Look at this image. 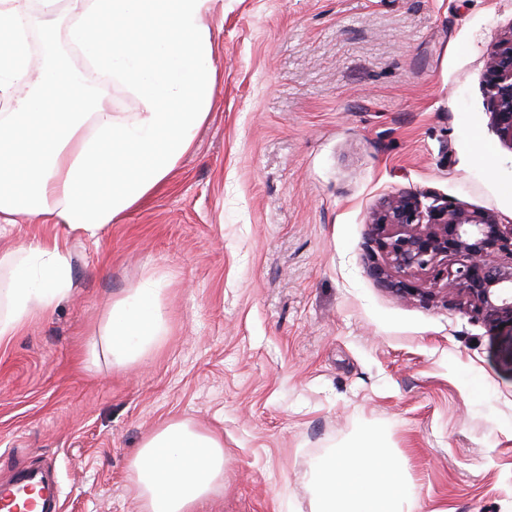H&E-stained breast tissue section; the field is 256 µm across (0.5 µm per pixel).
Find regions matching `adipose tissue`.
I'll list each match as a JSON object with an SVG mask.
<instances>
[{
	"instance_id": "ef3b65f1",
	"label": "adipose tissue",
	"mask_w": 512,
	"mask_h": 512,
	"mask_svg": "<svg viewBox=\"0 0 512 512\" xmlns=\"http://www.w3.org/2000/svg\"><path fill=\"white\" fill-rule=\"evenodd\" d=\"M217 0H69L65 36L96 69L136 93L131 115L92 112L81 80L35 70L15 0H0V223L44 219L86 237L161 185L190 149L214 101L213 37L205 17ZM13 275L0 298V342L70 290L58 243L9 253ZM113 303L104 338L117 362L143 356L161 333L149 289ZM143 512H195L224 473L219 438L173 422L152 433L133 463ZM314 512H413L401 464L368 434L307 475Z\"/></svg>"
}]
</instances>
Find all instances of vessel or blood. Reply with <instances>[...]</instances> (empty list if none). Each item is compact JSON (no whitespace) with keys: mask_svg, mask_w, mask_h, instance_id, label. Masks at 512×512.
<instances>
[{"mask_svg":"<svg viewBox=\"0 0 512 512\" xmlns=\"http://www.w3.org/2000/svg\"><path fill=\"white\" fill-rule=\"evenodd\" d=\"M59 495L46 482L44 468L28 465L16 468L0 483V512H61Z\"/></svg>","mask_w":512,"mask_h":512,"instance_id":"obj_1","label":"vessel or blood"}]
</instances>
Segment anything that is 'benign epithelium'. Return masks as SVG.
Returning a JSON list of instances; mask_svg holds the SVG:
<instances>
[{"label":"benign epithelium","instance_id":"benign-epithelium-1","mask_svg":"<svg viewBox=\"0 0 512 512\" xmlns=\"http://www.w3.org/2000/svg\"><path fill=\"white\" fill-rule=\"evenodd\" d=\"M486 86L499 138L512 145V30L486 61ZM375 245L368 273L405 297L410 277L424 272L444 280L464 300L468 313L492 328L512 330V224L491 211L455 207L401 193L385 200L371 223ZM454 257L457 267L447 266Z\"/></svg>","mask_w":512,"mask_h":512}]
</instances>
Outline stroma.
<instances>
[{
    "label": "stroma",
    "mask_w": 512,
    "mask_h": 512,
    "mask_svg": "<svg viewBox=\"0 0 512 512\" xmlns=\"http://www.w3.org/2000/svg\"><path fill=\"white\" fill-rule=\"evenodd\" d=\"M214 105L166 182L99 241L25 218L0 254L58 239L72 287L0 344V476L54 461L62 512H141L133 460L171 422L224 444L199 512H313L305 475L367 430L418 512H512V331L458 298L397 296L367 272L387 197L512 223V145L486 60L512 0H223ZM35 66L92 72L68 5L18 0ZM155 291L163 331L123 365L99 331Z\"/></svg>",
    "instance_id": "obj_1"
}]
</instances>
